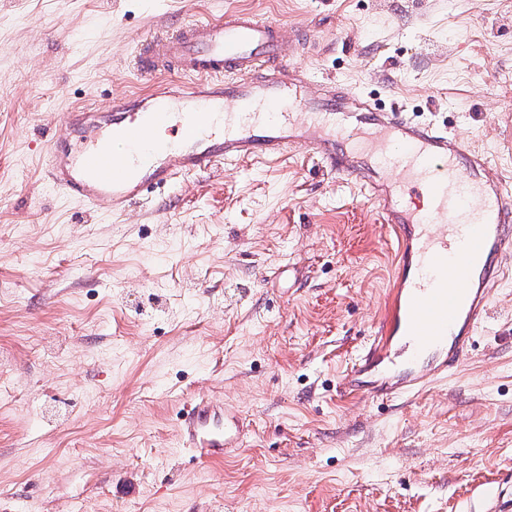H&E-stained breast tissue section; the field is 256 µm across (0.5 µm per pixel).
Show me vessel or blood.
<instances>
[{
    "mask_svg": "<svg viewBox=\"0 0 512 512\" xmlns=\"http://www.w3.org/2000/svg\"><path fill=\"white\" fill-rule=\"evenodd\" d=\"M310 39L237 11L152 37L134 60L148 88L68 112L48 140L47 178L64 195L121 215L181 176L291 151L345 176L390 226L399 262L387 316L338 386L350 397L397 399L467 356L512 268V181L448 128L380 108L332 80L303 93L293 50ZM327 114L340 118L338 132L316 124ZM365 129L379 144L367 155L348 151ZM409 190L425 197V209L405 206ZM241 433L238 407L204 394L179 427L183 447L212 461L239 447Z\"/></svg>",
    "mask_w": 512,
    "mask_h": 512,
    "instance_id": "1",
    "label": "vessel or blood"
}]
</instances>
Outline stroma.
<instances>
[{
  "label": "stroma",
  "instance_id": "stroma-1",
  "mask_svg": "<svg viewBox=\"0 0 512 512\" xmlns=\"http://www.w3.org/2000/svg\"><path fill=\"white\" fill-rule=\"evenodd\" d=\"M312 30L294 65L461 133L512 177V0H10L0 8V512H490L512 494V276L469 356L342 395L395 271L356 184L300 155L186 175L124 216L41 165L72 107L144 88L142 36L229 8ZM209 393L250 425L207 462ZM241 433L238 407L204 394L190 403L179 427L182 446L211 461H221L228 449L240 448Z\"/></svg>",
  "mask_w": 512,
  "mask_h": 512
}]
</instances>
